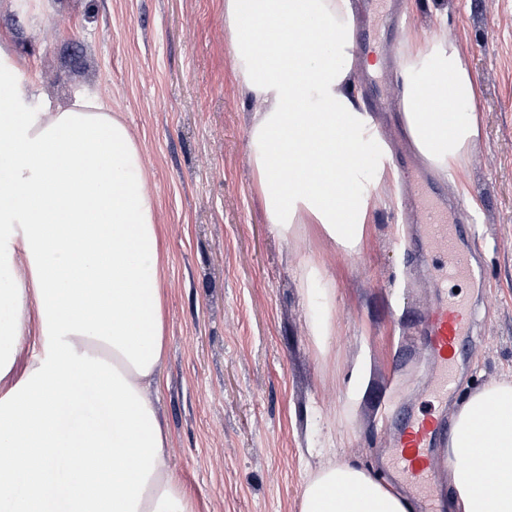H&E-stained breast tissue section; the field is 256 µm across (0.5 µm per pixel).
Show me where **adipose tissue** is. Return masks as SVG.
<instances>
[{
  "label": "adipose tissue",
  "mask_w": 512,
  "mask_h": 512,
  "mask_svg": "<svg viewBox=\"0 0 512 512\" xmlns=\"http://www.w3.org/2000/svg\"><path fill=\"white\" fill-rule=\"evenodd\" d=\"M351 0H224L233 80L258 103L249 163L269 224H302L344 253L360 251L379 188L398 182L370 113L351 95ZM289 38L257 43L258 22ZM315 21V48L292 38ZM0 32V497L14 512H194L167 462L169 433L148 395L165 352L164 274L156 199L139 144L97 94L59 103ZM403 119L437 172L460 167L479 138L471 107L479 77L457 41L411 45L403 61ZM432 109L419 111L426 93ZM352 145L342 177L327 156ZM30 356L17 366L21 342ZM495 418L482 437L475 425ZM104 449L89 469L77 449ZM487 449L495 474L448 472V512H512V381L469 391L448 432V455ZM346 495H336V487ZM300 512H414L405 494L364 466L335 462L307 482Z\"/></svg>",
  "instance_id": "1"
}]
</instances>
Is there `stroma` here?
<instances>
[{
	"instance_id": "35a3bbf8",
	"label": "stroma",
	"mask_w": 512,
	"mask_h": 512,
	"mask_svg": "<svg viewBox=\"0 0 512 512\" xmlns=\"http://www.w3.org/2000/svg\"><path fill=\"white\" fill-rule=\"evenodd\" d=\"M390 2L369 16L370 46L353 40L358 105L399 96L401 73L384 57L412 40L452 38L480 78L482 132L449 179L393 152L408 177L386 189L362 250L349 255L312 225L286 238L267 220L249 165L257 104L233 81L224 0H42L33 36L27 17L0 0V27L15 30L42 91L63 101L94 89L140 146L167 259L165 356L151 395L169 432V467L195 512H300L307 481L329 462L390 479L384 405L446 422L468 386L512 380V0H402L406 30L390 21ZM369 58L379 62L372 81L363 78ZM422 180L460 201L480 271L457 284L474 320L444 409L417 337L438 293L413 247L422 230L401 212L403 192ZM310 261L325 271L316 291L328 301L301 293ZM324 311L333 334L321 349L310 324ZM360 364L368 379L353 401Z\"/></svg>"
}]
</instances>
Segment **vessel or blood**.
<instances>
[{"label":"vessel or blood","instance_id":"obj_1","mask_svg":"<svg viewBox=\"0 0 512 512\" xmlns=\"http://www.w3.org/2000/svg\"><path fill=\"white\" fill-rule=\"evenodd\" d=\"M415 207L420 213L430 249L438 261L439 273L433 276L432 287L439 288L447 281L470 277L468 256L458 246L461 225L449 223L446 212L436 202L419 200ZM469 323L470 315L457 297L432 307L425 314L423 342L434 360L431 387L434 398L447 397L453 388L454 377L448 362L462 336L466 335ZM440 437L441 427L437 416H412L403 419L402 430L392 448L395 466L422 497L430 495L438 479L434 450Z\"/></svg>","mask_w":512,"mask_h":512}]
</instances>
